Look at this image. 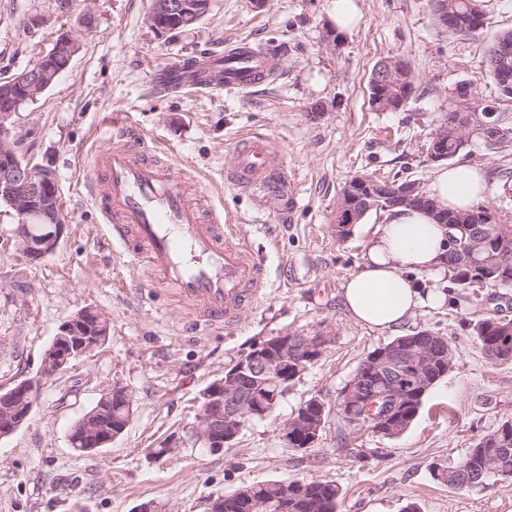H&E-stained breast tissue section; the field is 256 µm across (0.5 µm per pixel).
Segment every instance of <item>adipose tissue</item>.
<instances>
[{"mask_svg": "<svg viewBox=\"0 0 512 512\" xmlns=\"http://www.w3.org/2000/svg\"><path fill=\"white\" fill-rule=\"evenodd\" d=\"M486 173L461 163L440 169L429 192L440 207L470 208L486 190ZM446 233L427 212L398 208L366 245L365 261L344 283L342 299L351 317L380 332L400 330L425 307L442 305L437 286L447 281Z\"/></svg>", "mask_w": 512, "mask_h": 512, "instance_id": "1", "label": "adipose tissue"}]
</instances>
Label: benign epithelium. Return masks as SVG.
<instances>
[{"mask_svg":"<svg viewBox=\"0 0 512 512\" xmlns=\"http://www.w3.org/2000/svg\"><path fill=\"white\" fill-rule=\"evenodd\" d=\"M209 8L206 0H153L150 12V24L160 33H168L178 28H187L196 24L205 16ZM409 65L400 58H388L380 62L376 69L373 86L377 91H390L402 84V74ZM60 72L50 65L35 63L21 74L15 76L17 94L0 107V202L7 205L17 216L18 225L14 229L23 252L31 261H37L54 253L60 244L65 230L60 221L59 188L53 172L38 164L20 160L13 148V116L30 99L35 98L57 80ZM453 106L458 112L459 121L448 125L442 119V129L434 136L430 160L440 162L448 159L445 146L448 139L472 141L475 136L484 138L492 146L497 140H507L512 132L500 127L494 120L496 113L475 104L464 91L454 95ZM415 183L397 186L380 181L367 175L352 177L341 191L340 219L336 225L342 235L349 234L350 226L357 222L358 216L372 209L387 211L403 205H415L422 195ZM46 225L40 237L34 236L32 225ZM90 311L80 310L69 316L58 328L50 347L43 354L41 376L46 378L56 374L68 362V359L94 351L104 335L101 331L104 316L97 314L95 325L88 326ZM330 337L319 332L314 336L280 335L273 336L253 349L249 354L238 358L224 367V377L203 392V408L199 410L192 435L196 442L207 448L223 449L233 445L240 435L243 421L257 414L260 406L267 405L268 394L247 395L243 382L253 380L256 389L268 384L286 383L300 377L307 369V363L318 361ZM407 353L412 365L420 370L438 358L427 349H419L413 344L394 343L375 356L374 366L383 367L402 353ZM38 384L21 381L13 387L0 389V404L10 402L17 397H33ZM343 406L354 405L363 409L374 421L381 422L390 429H396L400 405V391L396 388L381 394L366 395L362 377L349 381L343 394ZM26 410L17 415H8L0 419V439L14 434L29 417ZM77 429L86 449L94 450L112 444V439L101 435L96 426L84 418L77 423ZM324 430L323 424L310 418L306 412L294 413L291 420L282 427L283 439L307 436L303 447L317 445Z\"/></svg>","mask_w":512,"mask_h":512,"instance_id":"obj_1","label":"benign epithelium"}]
</instances>
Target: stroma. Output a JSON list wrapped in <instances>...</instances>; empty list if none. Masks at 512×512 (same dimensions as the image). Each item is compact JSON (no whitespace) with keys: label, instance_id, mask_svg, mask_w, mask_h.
Instances as JSON below:
<instances>
[{"label":"stroma","instance_id":"obj_1","mask_svg":"<svg viewBox=\"0 0 512 512\" xmlns=\"http://www.w3.org/2000/svg\"><path fill=\"white\" fill-rule=\"evenodd\" d=\"M333 0H211L194 27L158 34L151 0H0V78L31 67L56 39L79 49L57 81L15 116L17 154L52 170L66 230L52 255L28 260L18 222L0 207V388L40 380L28 420L0 439V512H207L209 501L270 480H327L340 487L337 512H512V477L459 490L434 468L462 458L472 443L512 417V362H489L473 325L502 309L512 319V288L451 289L444 306L419 311L403 333L430 329L447 338L454 365L430 389L401 436L386 439L330 420L309 455L287 448L281 428L300 402L335 404L368 352L392 340L346 311L344 282L365 260V244L385 212L370 211L348 237L336 235V203L354 175L411 179L428 188L438 165L427 153L432 132L458 88L512 117L487 73L486 53L512 30V0H484L488 24L451 37L438 28L430 0H358L363 19L326 41ZM93 12L92 29L81 17ZM283 45L279 77L249 92L202 94L187 88L155 95L154 74L177 60L223 50L240 39ZM405 60L417 93L398 112L369 106L374 65ZM144 135L164 159L207 185L210 203L236 225L264 273L262 294L238 326L198 336L177 331L181 312L137 289L141 267L120 263L85 187L88 159L111 120ZM263 134L288 180L287 195L262 196L226 183L224 158L242 137ZM456 162L484 166L483 206L512 224V152L471 146ZM81 309L103 312L108 338L53 377L41 379L46 346ZM331 339L322 357L289 383L271 415L247 422L233 447L195 442L198 397L224 367L283 334ZM133 396L121 437L92 452L74 451V424L107 389Z\"/></svg>","mask_w":512,"mask_h":512}]
</instances>
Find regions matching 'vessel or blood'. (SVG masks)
Masks as SVG:
<instances>
[{
	"label": "vessel or blood",
	"mask_w": 512,
	"mask_h": 512,
	"mask_svg": "<svg viewBox=\"0 0 512 512\" xmlns=\"http://www.w3.org/2000/svg\"><path fill=\"white\" fill-rule=\"evenodd\" d=\"M277 74V55L241 41L203 54L190 66L163 68L152 87L159 95L186 87L244 91ZM272 154L268 137L248 136L228 154L229 181L248 192L280 190L285 180ZM88 168L86 188L119 248V261L149 262L142 287L169 295L190 331L236 326L240 312L259 298L263 270L235 225L208 206L201 181L148 154L141 134L126 124L105 128Z\"/></svg>",
	"instance_id": "obj_1"
}]
</instances>
